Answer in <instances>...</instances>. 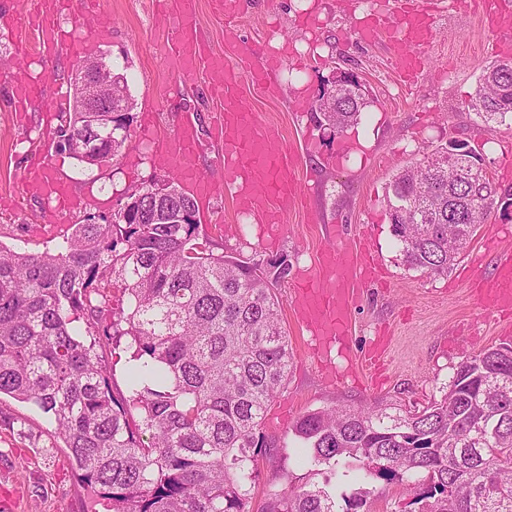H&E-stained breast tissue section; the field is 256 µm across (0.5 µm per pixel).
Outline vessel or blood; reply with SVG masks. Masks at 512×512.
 Here are the masks:
<instances>
[{"label":"vessel or blood","instance_id":"b4317fda","mask_svg":"<svg viewBox=\"0 0 512 512\" xmlns=\"http://www.w3.org/2000/svg\"><path fill=\"white\" fill-rule=\"evenodd\" d=\"M68 0H26L23 12L5 21L18 55L55 52L65 49L73 55L83 50L80 42L67 39L58 17ZM177 38L169 54L170 69L176 76L187 75L198 61H206L213 86L222 93V108L216 121L224 138L223 179H202L196 174L199 136L195 121L185 117L174 139L165 147L162 162L191 181L195 191L213 198L230 193L239 213L253 216L260 224L284 231V219L298 205L296 187L297 155L284 146L275 126L260 122L254 113L237 103L243 74L255 83L270 84V64L250 65L248 72L231 64L221 54H209L197 39L196 0H177L171 16ZM364 34L365 40L385 42L400 73L415 72L420 65L419 51L426 46L433 22L428 8L416 0H402L392 14L377 12ZM15 106L22 111L38 106L48 98L66 105L68 97L61 85L52 81L28 80L12 87ZM26 196L53 199L59 205L70 202L66 182L51 177L46 168H31L22 179ZM375 267L366 250L336 246L319 253L315 271L297 279L294 313L310 328L319 346L326 347L346 335L351 309L360 288L366 287ZM485 309L512 308V251H501L495 276L481 299Z\"/></svg>","mask_w":512,"mask_h":512}]
</instances>
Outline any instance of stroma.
I'll return each mask as SVG.
<instances>
[{"label": "stroma", "mask_w": 512, "mask_h": 512, "mask_svg": "<svg viewBox=\"0 0 512 512\" xmlns=\"http://www.w3.org/2000/svg\"><path fill=\"white\" fill-rule=\"evenodd\" d=\"M112 15V33L92 36L93 24L79 0L59 20L64 33L88 41L87 56L102 57L127 77L133 99L130 136L122 155L103 166L79 162L58 144L60 118L50 106L16 111L11 85L24 79L65 81L77 62L60 50L51 57L16 54L0 26V245L18 252L55 248L74 224L90 214L109 215L132 188L168 175L159 163L158 141L172 137L184 117H193L202 145L201 175H224V143L212 116L221 98L203 72L175 78L168 53L172 26L158 13L157 0H100ZM371 0H244L229 20L211 0H198L201 33L213 53L226 52L224 31L239 33V64L259 54L277 64L275 91L245 83L242 106L259 121L277 126L297 149L303 205L287 218L288 231L272 237L266 225L238 213L230 198L199 202L200 233L219 248L244 258L288 255L294 269L314 267L322 249L371 244L378 264L374 280L356 299L351 325L328 357L315 361L311 336L293 316V279L276 289L295 360L288 388L270 403L263 431L271 441L260 462L257 496L285 483L307 481L308 467L287 447L292 423L305 411L360 408L375 402L418 410L440 398L456 366L482 347L509 340L508 314L491 312L479 290L492 275L498 253L512 248V117L487 126L470 105L483 68L502 59L501 41L482 9L463 0H439L435 33L416 76L399 74L386 46L364 42L357 27ZM345 70L362 79L372 103L358 125L337 140L317 127L300 96L317 95L332 73ZM453 140L480 145L498 185L496 203L466 254L449 275L433 277L408 269L391 232L388 187L399 169L418 162L424 151ZM47 164L78 198L77 205L48 223L44 200L12 205L22 176ZM0 491L14 496L12 512H107L90 499L53 426L34 406L0 397ZM338 489L367 491L369 512H414V495L402 486L364 475L362 463L347 460Z\"/></svg>", "instance_id": "stroma-1"}]
</instances>
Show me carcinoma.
<instances>
[{
	"instance_id": "obj_1",
	"label": "carcinoma",
	"mask_w": 512,
	"mask_h": 512,
	"mask_svg": "<svg viewBox=\"0 0 512 512\" xmlns=\"http://www.w3.org/2000/svg\"><path fill=\"white\" fill-rule=\"evenodd\" d=\"M350 94L339 91L343 111L326 116L338 132L370 104ZM473 107L488 124L512 114L511 59L483 69ZM131 118L114 112L101 131L99 113L63 112L60 147L88 165L119 154ZM441 154L424 153L391 182L407 205L392 225L402 261L434 277L448 275L495 203L482 171L470 186L450 181ZM170 188V175L135 188L52 251L0 245V395L47 416L93 495L112 512H359L367 492L336 494V466L353 459L400 485L425 474L418 512H512V344L461 361L440 398L414 412L376 402L304 413L293 444L322 482L272 490L254 510L264 412L294 356L275 293L292 262L214 252L190 220L196 201ZM114 281L128 307L107 322L99 313ZM81 318L82 330L72 326ZM124 337L133 365L116 397L107 347Z\"/></svg>"
}]
</instances>
